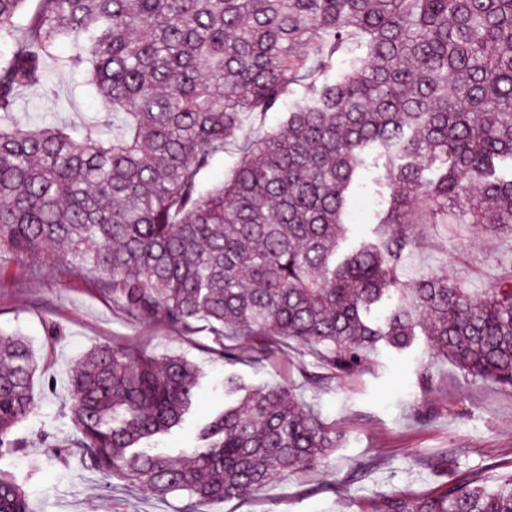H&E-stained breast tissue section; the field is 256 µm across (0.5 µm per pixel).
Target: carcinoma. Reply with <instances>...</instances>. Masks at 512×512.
Masks as SVG:
<instances>
[{"label":"carcinoma","instance_id":"obj_1","mask_svg":"<svg viewBox=\"0 0 512 512\" xmlns=\"http://www.w3.org/2000/svg\"><path fill=\"white\" fill-rule=\"evenodd\" d=\"M0 0V255L70 260L112 301L190 333L203 323L306 347L349 376L373 354L426 337L419 383L451 361L473 382L512 390V266L473 293L446 275L398 276L412 224L512 235V0ZM352 41L361 55L336 53ZM68 42L71 54L58 59ZM84 75L99 136L12 125L22 91L52 61ZM288 109L285 130L253 120ZM234 145L230 175H206ZM397 187L375 238L343 251L348 193L372 146ZM434 170L427 177L424 171ZM38 357L0 336V455L35 413ZM179 355L99 345L68 376L67 410L85 470L203 506L319 467L336 429L292 384L253 390L233 374L234 407L196 427L180 455L149 446L184 428L200 388ZM456 476L411 499L379 494L373 512H512V473ZM0 512H30L0 470Z\"/></svg>","mask_w":512,"mask_h":512}]
</instances>
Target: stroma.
Segmentation results:
<instances>
[{"mask_svg": "<svg viewBox=\"0 0 512 512\" xmlns=\"http://www.w3.org/2000/svg\"><path fill=\"white\" fill-rule=\"evenodd\" d=\"M78 74L49 70L56 96L44 101L40 90L25 91L16 114L23 125L80 122L96 112L99 102L79 88ZM385 159L369 151L362 169L361 192L367 207L354 221L349 241L370 237L379 211L392 195L385 180ZM417 245L401 267L411 279L445 275L470 291L485 288L501 269L512 264V237L496 236L474 226L455 235L442 227L421 224ZM56 324L63 339L46 365L65 381L71 366L90 348L117 345L148 354H180L204 373L195 411L184 430L164 440L160 449L174 453L190 447L193 431L224 405V375L233 373L253 389L280 381L297 385L301 398L341 434L324 466L277 480L257 494L206 505L205 512H371L376 495L395 489L409 498L438 491L440 479L422 464L445 453L472 468L492 473L512 466V390L491 383L467 381L449 362L433 368V384L422 389L416 355L397 359L382 353L370 357L357 373L323 383L306 382L314 359L296 343L271 340L267 353L256 357V336L238 339L240 360L225 366L207 331L187 335L159 319L146 321L113 304L96 281L69 276L66 265L51 255L33 260L0 257V332L25 338L42 350L46 324ZM65 388L38 394L36 413L20 423L14 436L20 451L0 457V469L23 486L30 512H194V499L177 492L160 500L120 481L79 476L81 451L72 439ZM68 448L59 459L55 444ZM373 469L360 482L351 474L365 460Z\"/></svg>", "mask_w": 512, "mask_h": 512, "instance_id": "1", "label": "stroma"}]
</instances>
